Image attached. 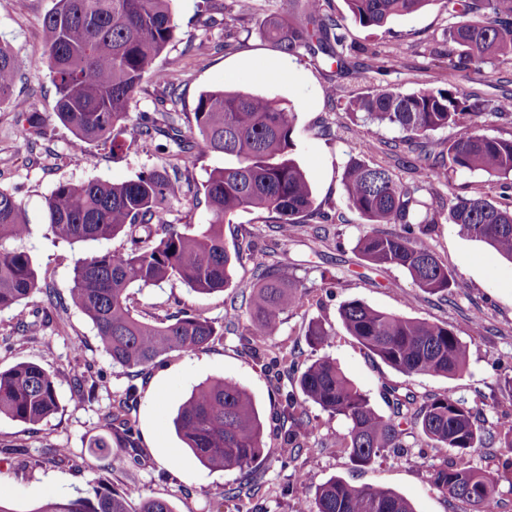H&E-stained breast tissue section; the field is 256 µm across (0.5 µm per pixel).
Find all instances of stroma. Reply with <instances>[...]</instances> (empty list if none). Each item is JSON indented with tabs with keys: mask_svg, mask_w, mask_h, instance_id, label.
<instances>
[{
	"mask_svg": "<svg viewBox=\"0 0 512 512\" xmlns=\"http://www.w3.org/2000/svg\"><path fill=\"white\" fill-rule=\"evenodd\" d=\"M229 0H173L176 37L158 59L172 77L171 85L145 81L133 101L131 115L154 113L161 100L177 95V109L192 111L202 91L226 87L289 102L297 113L294 159L304 170L316 202L323 209L342 213V220L318 223L310 220L295 227L288 240H280L266 222L264 213L242 212L224 227L227 248L253 245V259L236 266L224 291L199 295L176 281L141 290L131 289L130 306L135 315L149 318L174 311L185 304L209 318H223L231 300L241 299L253 279L255 262L285 268L302 280L309 295L302 307L285 313L277 349L296 358L299 366L317 359L304 338L307 323L322 318L333 325L336 336L324 353L333 358L354 384L368 395L373 408L389 414L384 389L395 386L412 392L418 401L445 393L482 408L487 421H512V394L502 387L512 376V261L497 255L485 243L461 235L448 223L430 225L428 241L438 259L448 267L454 284L447 295L425 293L400 268H373L364 262L356 244L367 226L344 204L343 174L353 161L384 166L400 181L409 183L415 173L409 164L381 152L368 151L367 142H393L398 130L371 125H353L343 101L326 96L329 84L337 82L345 95H355L373 85L404 93L427 87L432 69L445 66L448 43L444 32L450 18L441 0H433L419 12L391 20L385 27L365 29L346 21V44L369 46L379 54V70H366L336 77L317 68L306 56L285 57L264 39L255 20L230 21L224 9ZM53 0H0V40L8 42L21 60L40 57L45 50L43 17ZM232 26L237 47H224V28ZM288 59L290 77L256 79L272 60ZM444 87L469 94L489 95L498 81L512 80V62H496L463 72L445 71ZM16 95L29 98L40 113L42 124L34 129L18 122L9 106H0V189L15 192L33 226L23 246L32 255L39 275L51 280L60 293H67L75 258L91 252L115 251L121 238L102 242L55 241L46 235L43 210L46 198L58 182L91 180L123 182L154 168L176 166L169 141L156 136L147 142L115 153L89 145L81 159L70 156L72 138L54 113L55 90L47 69L24 70ZM330 134H323V127ZM450 185H425L421 201L433 194H447L449 186L465 187L468 195L497 196L498 178L480 172L460 171L450 176ZM362 301L374 308L410 318L426 319L453 327L469 346V368L459 377L406 376L379 358L371 356L343 327L339 309L344 302ZM34 300L0 312V370L20 362H34L53 371L73 360L72 344L82 340L83 363L101 379L93 403L79 405L69 383H61L56 414L37 427L0 417V446L20 445L23 458L0 461V499L14 512H35L44 501L66 498L86 489L99 478L114 490L138 486L144 495L166 500L174 512H313L314 488L333 478L356 485L392 489L414 506L415 512H470L468 505L443 495L431 482L432 467L449 452L432 448L426 461L407 464L388 454L371 466L354 465L336 440L347 434L348 423L340 416L310 405L309 415L317 430L307 447L291 463L281 459L278 448L283 428L281 415L285 393H298L295 378L283 377L281 388L272 380L277 370L263 366L248 352L236 331H225L210 348L195 353L161 357L136 382L140 397L132 415L140 432L136 456L127 451H99L89 442L103 423L115 392L129 381L125 368L113 365L100 344L96 330L83 314L69 310L56 328L39 332L35 341L6 349L3 340L13 332L18 318L29 315ZM483 319L470 329L475 311ZM236 381L252 396L264 425L265 454L250 478L235 470L212 471L187 452L177 437L172 420L181 398L201 382L214 378ZM67 448L70 460L44 463L46 448ZM305 473L312 485H300L297 474ZM234 497H224V490Z\"/></svg>",
	"mask_w": 512,
	"mask_h": 512,
	"instance_id": "35a3bbf8",
	"label": "stroma"
}]
</instances>
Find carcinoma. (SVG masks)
Instances as JSON below:
<instances>
[{"label": "carcinoma", "instance_id": "carcinoma-1", "mask_svg": "<svg viewBox=\"0 0 512 512\" xmlns=\"http://www.w3.org/2000/svg\"><path fill=\"white\" fill-rule=\"evenodd\" d=\"M171 0H54L45 14V52L23 62L7 42H0V105L8 104L30 127L40 114L14 88L27 68H47L56 91L55 114L72 135L71 155H85L90 144L110 152L128 149L155 135L165 136L181 158L224 155L227 162L209 171L202 184L209 222L179 226L168 220L166 202L183 195L182 172L174 167L143 171L121 183L92 180L60 182L45 201L44 226L64 242L124 238L121 252H96L77 258L72 284L64 297L50 282L39 280L33 259L22 248L6 243L31 233L22 201L0 189V311L11 309L40 293L43 300L32 319H17L6 347L18 348L52 327L74 308L85 315L112 363L143 374L157 359L171 353L204 350L224 335V322L180 310L151 319L132 313L129 289L178 281L198 294L222 292L235 266L244 261L238 247L224 243V224L242 211H261L276 225L279 236L305 218L323 222L326 212L315 205L312 187L292 157L296 112L276 98L241 90L215 88L202 92L192 115L163 110L136 119L129 116L132 100L150 78L164 83L168 75L157 67L161 53L175 38L177 26ZM431 0H345L348 17L364 28L383 27L393 18L418 12ZM456 18L446 30L448 68L466 71L500 58L512 60V0H441ZM324 0H302L303 10L270 13L259 25L266 40L288 55L303 50L312 61L344 75L367 68L354 53H377L364 46L345 45V17L324 11ZM234 20L256 17L253 0H230ZM328 98L345 100L346 112L359 126L376 123L392 127L418 150L414 169L426 181L448 183V172L481 171L503 180L506 202L454 192L431 203L418 200L420 182L405 184L389 169L351 162L344 173L347 207L372 229L357 242L361 257L380 267H401L424 292H448L452 274L427 241L415 233L416 224H437L441 218L459 232L512 260V136L491 137L480 132L479 119L493 116L512 121V92L499 96L471 95L458 88L431 85L413 93L374 86L344 99L341 85L328 86ZM471 123L437 153L426 141L460 116ZM378 224H399L401 232L384 234ZM244 304L225 311L224 318L248 322L255 356L267 354L266 343L278 336L282 315L302 305L306 288L276 265L254 267V281ZM346 332L370 354L407 376L455 377L466 372L469 349L454 328L409 318L352 300L340 307ZM313 348L331 343L335 331L320 319L309 321L304 333ZM70 383L82 404L95 398L98 381L71 366L48 371L34 362H20L0 371V416L38 426L59 410V378ZM301 397L286 396L280 434L283 456L293 461L311 435L307 404L343 416L349 422L338 447L358 466L376 461L385 451L406 447L405 426L417 430L425 446L470 455L480 448L507 449L501 466L512 471V424L487 425L481 408L445 394L422 405L386 388L390 414L374 410L370 400L327 356L306 366L299 376ZM136 384L113 395L103 427L119 435V447L135 448L139 437L131 411L137 403ZM180 440L210 470L252 472L264 453V427L251 396L228 379L198 384L183 399L173 420ZM433 485L472 512H497L498 480L486 470L445 461L431 471ZM138 509L132 510V502ZM315 512H414L396 492L353 486L332 479L315 490ZM34 512H173L162 499L138 489L112 490L101 481L89 483L86 494L49 499Z\"/></svg>", "mask_w": 512, "mask_h": 512}]
</instances>
